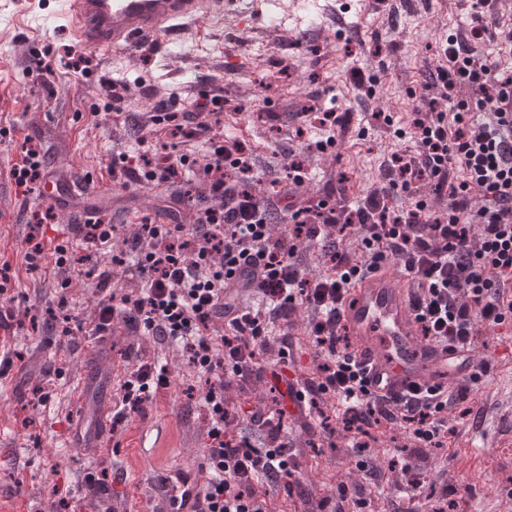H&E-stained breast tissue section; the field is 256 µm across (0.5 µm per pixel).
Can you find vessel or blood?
I'll return each instance as SVG.
<instances>
[{"label":"vessel or blood","mask_w":512,"mask_h":512,"mask_svg":"<svg viewBox=\"0 0 512 512\" xmlns=\"http://www.w3.org/2000/svg\"><path fill=\"white\" fill-rule=\"evenodd\" d=\"M61 8L78 42L109 54L163 32L188 34L201 19L223 13L224 0H61ZM342 323L379 388H459L479 366L477 353L454 352L423 340L409 277L393 259L349 289ZM115 381L114 372L93 367L83 374L77 391H108Z\"/></svg>","instance_id":"b4317fda"}]
</instances>
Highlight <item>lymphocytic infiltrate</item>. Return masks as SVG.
<instances>
[{
    "instance_id": "f902f5d3",
    "label": "lymphocytic infiltrate",
    "mask_w": 512,
    "mask_h": 512,
    "mask_svg": "<svg viewBox=\"0 0 512 512\" xmlns=\"http://www.w3.org/2000/svg\"><path fill=\"white\" fill-rule=\"evenodd\" d=\"M485 3L473 0L469 23L426 62L420 104L407 128L394 131L408 144L388 154L381 184L361 201L309 204L307 165L289 161L281 190L288 228L271 223L269 194L254 188L242 143L224 134L215 113L223 95H213V109L198 108L187 126L175 112L139 113L140 129L167 121L186 146L165 165L144 162V177L186 179L203 205L188 226L134 225L128 252L113 262L134 266L138 284L102 302L95 326L107 336L122 323L176 345L203 377L265 384L287 365L288 331L306 310L317 376L308 386L313 407L342 408L336 434L366 455L360 471L386 473L408 500H421V512H456L459 503L421 499V468L405 460L382 470L368 438L392 428L417 453L444 447L471 413L468 390L391 397L371 391L349 349L340 306L360 272L392 257L411 277L424 338L474 351L487 329L512 324V147L500 137L512 123V66L492 61L483 47ZM191 142L200 150H188ZM306 253L312 263L303 262ZM168 383V365L132 361L116 423L144 414L154 391ZM204 408L206 478L193 493L195 512H264L257 483L289 475L293 465L285 408L266 407L261 394L234 401L221 385L209 386ZM244 420L265 429L264 447L236 436Z\"/></svg>"
}]
</instances>
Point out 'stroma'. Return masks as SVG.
Wrapping results in <instances>:
<instances>
[{
  "label": "stroma",
  "mask_w": 512,
  "mask_h": 512,
  "mask_svg": "<svg viewBox=\"0 0 512 512\" xmlns=\"http://www.w3.org/2000/svg\"><path fill=\"white\" fill-rule=\"evenodd\" d=\"M55 0H0V125L11 134L0 140V159L17 163L24 140L39 145L47 165L67 161L77 177L92 179L88 196L63 195L52 220L40 230L45 252L37 270H29L30 220L41 204L34 193L10 187L0 191V214L10 217L15 232L0 244V263L9 262L11 278L0 299L8 301L14 319L0 336L10 358L0 366V512H129L134 501L156 496L161 474L183 469L195 477L201 470L206 442L203 398L207 384L187 356L159 340L118 325L112 338L115 362L125 356L169 363V383L146 407L103 442L71 443L75 386L101 340L95 334L98 304L113 288L125 287L127 275L102 283L122 239L104 249L87 247L76 225L99 217L112 224L133 225L164 220L173 197L185 195L186 183L135 181L140 169L131 149V117L164 98L170 110L189 112L200 102L199 85L221 88V115L227 135L247 143L254 174L264 182L284 178L275 153L317 156V147L334 138L327 162L308 166L314 197L334 195L352 202L379 183L381 164L402 147L393 127H405L419 103V70L450 31L466 22L470 0H276L259 10L254 0L201 22L182 37L161 35L140 48L107 56L81 47L53 17ZM302 34L289 40L288 32ZM333 52H325V45ZM92 56L91 73L71 67L72 52ZM272 82L265 111L289 113L288 128L242 109L248 87ZM138 84L140 101L125 88ZM317 111L346 114L334 132L305 128L296 135L294 114L302 104ZM392 114L393 126L374 120L373 112ZM128 153L126 164L113 159ZM67 242L88 258L86 272L64 271L51 251ZM67 289H60L63 280ZM66 297L73 336H58L48 311ZM479 356L490 365L482 382L472 385L475 410L495 418L505 440L489 439L486 447L464 448L451 441L422 465L426 491L443 483L458 490L460 512H512V346L487 332ZM165 425L166 445L152 457L140 455L133 438L143 419ZM291 451L298 461L294 480L308 495L299 498L280 484L263 483L267 512H320L323 499L338 498L340 484L359 485L370 512H400L408 501L384 479L355 467L349 442L332 440L322 427L299 419L285 422ZM106 476L108 495L90 491L88 473Z\"/></svg>",
  "instance_id": "stroma-1"
}]
</instances>
